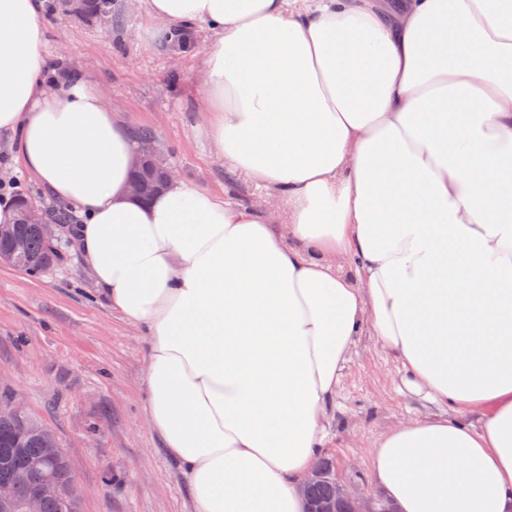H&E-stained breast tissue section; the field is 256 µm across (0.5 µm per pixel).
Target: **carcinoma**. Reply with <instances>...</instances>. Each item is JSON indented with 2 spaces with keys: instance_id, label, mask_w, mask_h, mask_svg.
Returning a JSON list of instances; mask_svg holds the SVG:
<instances>
[{
  "instance_id": "carcinoma-1",
  "label": "carcinoma",
  "mask_w": 512,
  "mask_h": 512,
  "mask_svg": "<svg viewBox=\"0 0 512 512\" xmlns=\"http://www.w3.org/2000/svg\"><path fill=\"white\" fill-rule=\"evenodd\" d=\"M102 0H81L75 6L76 12L89 22L102 21L112 16V7L102 13ZM12 234L20 235L27 241V251L18 256L12 253L11 237L0 235V254L3 262L30 274L43 272L57 256L40 233L28 224H14ZM56 442L54 431L46 424L29 416L23 421L0 420V484H11L15 488L17 501H23L33 490L35 482L53 477L65 482L71 474L68 458L57 464L41 462V449ZM323 474L311 489L315 499L338 497V484L330 471L331 463L319 462Z\"/></svg>"
}]
</instances>
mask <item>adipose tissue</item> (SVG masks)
Returning <instances> with one entry per match:
<instances>
[{"label": "adipose tissue", "instance_id": "obj_1", "mask_svg": "<svg viewBox=\"0 0 512 512\" xmlns=\"http://www.w3.org/2000/svg\"><path fill=\"white\" fill-rule=\"evenodd\" d=\"M143 2L210 28L205 136L267 199L134 197L129 131L47 80L43 0H0V132L146 331L147 422L194 512H304L367 328L444 409L374 444L397 512H512V0Z\"/></svg>", "mask_w": 512, "mask_h": 512}]
</instances>
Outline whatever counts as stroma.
<instances>
[{"label": "stroma", "instance_id": "1", "mask_svg": "<svg viewBox=\"0 0 512 512\" xmlns=\"http://www.w3.org/2000/svg\"><path fill=\"white\" fill-rule=\"evenodd\" d=\"M45 13V52L57 90L81 77L113 118L151 130L179 179L241 204L262 193L211 154L204 130L199 61L211 33L197 24L177 48L158 33L140 0L90 24L70 0ZM15 136L0 132V199L9 182L46 210H65L27 172ZM147 339L112 311L83 259L62 238L41 276L0 263V403H17L53 429L69 459L82 512H193L178 462L145 417ZM402 383L396 358L370 333L359 336L342 372L326 424L324 456L353 494H377L372 445L402 422L436 414Z\"/></svg>", "mask_w": 512, "mask_h": 512}]
</instances>
